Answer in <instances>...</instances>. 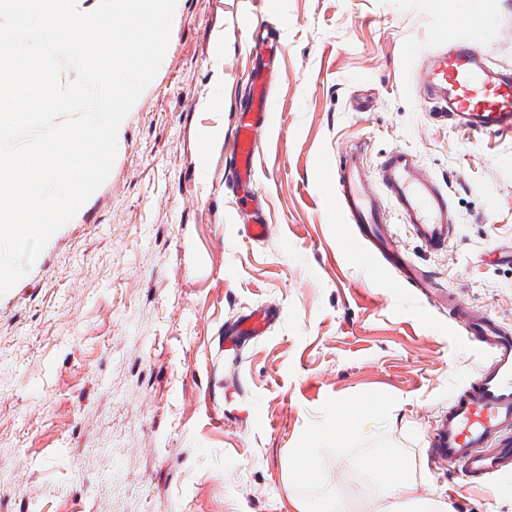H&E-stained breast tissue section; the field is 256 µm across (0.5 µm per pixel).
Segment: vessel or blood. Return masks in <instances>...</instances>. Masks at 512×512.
Wrapping results in <instances>:
<instances>
[{
  "label": "vessel or blood",
  "instance_id": "obj_1",
  "mask_svg": "<svg viewBox=\"0 0 512 512\" xmlns=\"http://www.w3.org/2000/svg\"><path fill=\"white\" fill-rule=\"evenodd\" d=\"M466 16L462 35L439 44L428 53L417 46L405 50L408 58L424 56L414 75L426 91L436 117L472 134L512 132V70L489 65L485 42L497 34L491 21L475 12L469 0H456ZM275 69H255L235 116L228 176L250 216L245 227L249 239L263 240L270 233L265 202L252 190L261 133L270 122L269 101ZM378 192H369L367 181ZM336 213L364 242L367 251L393 270L401 283L428 291L431 283L404 254L399 239L384 223L382 200H389L400 223L430 248H441L454 236V220L447 192L423 177L413 154L396 150L372 171L363 165L362 147L345 152L330 184ZM454 328L486 352L484 363L469 385L448 402L430 441L435 464L486 483L512 471V331L494 317L456 303L449 310ZM274 319L260 308L224 325V347L236 350L263 335Z\"/></svg>",
  "mask_w": 512,
  "mask_h": 512
}]
</instances>
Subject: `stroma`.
<instances>
[{"instance_id":"1","label":"stroma","mask_w":512,"mask_h":512,"mask_svg":"<svg viewBox=\"0 0 512 512\" xmlns=\"http://www.w3.org/2000/svg\"><path fill=\"white\" fill-rule=\"evenodd\" d=\"M512 67V0H472ZM279 41L256 186L273 229L248 239L226 182L252 66L248 26ZM448 0H179L166 55L123 120L106 181L0 296V512H389L373 456L448 512H512L431 464V435L484 350L447 306L401 285L345 224L329 177L364 143L375 169L415 154L447 191L435 251L387 219L435 289L512 328V134L432 118L406 45L454 40ZM279 318L236 355L224 324ZM308 448L306 470L295 451Z\"/></svg>"}]
</instances>
